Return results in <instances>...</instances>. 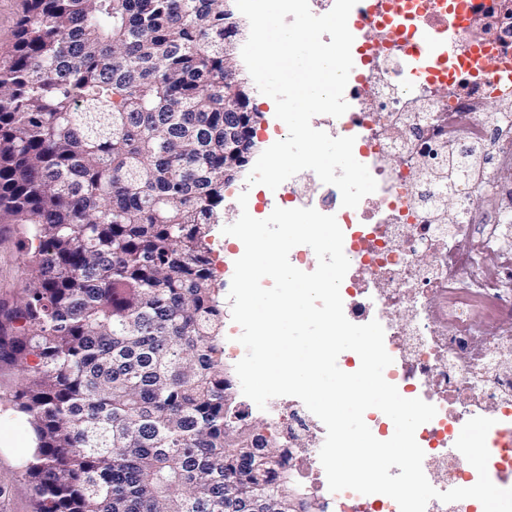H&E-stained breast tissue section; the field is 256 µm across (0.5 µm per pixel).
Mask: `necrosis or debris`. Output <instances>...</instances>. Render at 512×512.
<instances>
[{
	"label": "necrosis or debris",
	"mask_w": 512,
	"mask_h": 512,
	"mask_svg": "<svg viewBox=\"0 0 512 512\" xmlns=\"http://www.w3.org/2000/svg\"><path fill=\"white\" fill-rule=\"evenodd\" d=\"M425 2L401 0L397 13L386 0L354 6L349 108L331 127L333 136L354 137V157L378 188L353 209L342 206L337 187L319 181L315 189L344 236L346 318L377 319L393 359L385 379L401 396L437 409L415 432L428 481L443 492L476 483V469L453 442L470 418L484 416L495 421L487 435L489 477L512 488V250L496 246L512 238V225L473 221L493 156L512 159V114L498 112L467 127L456 120L490 99L512 103V81L498 75L503 58L512 59V17L500 18V31L475 38L474 16L493 13L495 0H441L426 16ZM429 26L452 31L461 47L478 50L486 74H470L462 60L437 47L429 51V71L415 70L412 58ZM452 158L479 170V177L449 184ZM447 195L459 213L454 224L441 202ZM490 262L496 274H487ZM399 310L408 312L407 320L393 321ZM267 414L285 467L307 456L320 494L316 512H399L383 494L329 491L306 440L320 426L300 403L280 397Z\"/></svg>",
	"instance_id": "4bbe7bcc"
}]
</instances>
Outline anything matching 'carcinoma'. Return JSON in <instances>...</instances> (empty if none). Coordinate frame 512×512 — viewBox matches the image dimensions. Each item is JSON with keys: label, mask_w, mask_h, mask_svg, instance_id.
Here are the masks:
<instances>
[{"label": "carcinoma", "mask_w": 512, "mask_h": 512, "mask_svg": "<svg viewBox=\"0 0 512 512\" xmlns=\"http://www.w3.org/2000/svg\"><path fill=\"white\" fill-rule=\"evenodd\" d=\"M224 0H22L0 57V224L32 278L0 399L36 512H307L237 418L212 267L235 111Z\"/></svg>", "instance_id": "obj_1"}]
</instances>
